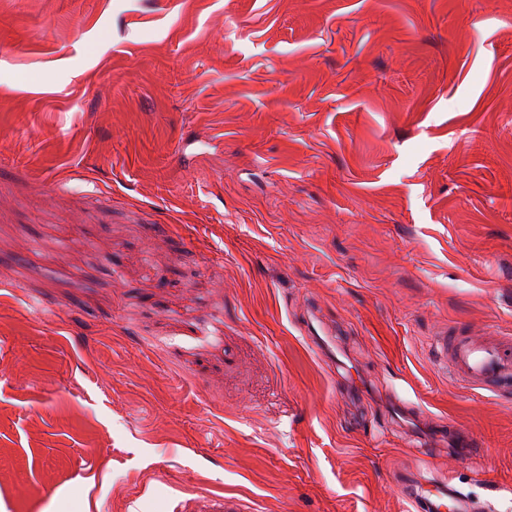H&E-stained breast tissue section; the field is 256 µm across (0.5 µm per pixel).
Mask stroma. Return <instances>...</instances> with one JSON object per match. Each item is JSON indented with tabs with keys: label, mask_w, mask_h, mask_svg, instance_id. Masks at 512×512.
<instances>
[{
	"label": "stroma",
	"mask_w": 512,
	"mask_h": 512,
	"mask_svg": "<svg viewBox=\"0 0 512 512\" xmlns=\"http://www.w3.org/2000/svg\"><path fill=\"white\" fill-rule=\"evenodd\" d=\"M490 328L512 0H0V512H512ZM439 333L435 354L461 382L476 389L512 386V336L494 330L485 335ZM402 485L406 488L409 499L412 502L424 500L428 504L429 512H446L448 510V500L453 503L454 511L468 512L470 510L466 497L449 483L434 491L424 489L422 485L410 480H402ZM431 497H436L437 499L431 500Z\"/></svg>",
	"instance_id": "35a3bbf8"
}]
</instances>
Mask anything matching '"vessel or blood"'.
Listing matches in <instances>:
<instances>
[{
	"label": "vessel or blood",
	"instance_id": "obj_1",
	"mask_svg": "<svg viewBox=\"0 0 512 512\" xmlns=\"http://www.w3.org/2000/svg\"><path fill=\"white\" fill-rule=\"evenodd\" d=\"M435 354L461 382L476 389L512 385V336L490 330L485 336L440 334ZM403 486L410 500H424L428 512H469L466 497L452 485L424 489L412 481Z\"/></svg>",
	"mask_w": 512,
	"mask_h": 512
}]
</instances>
